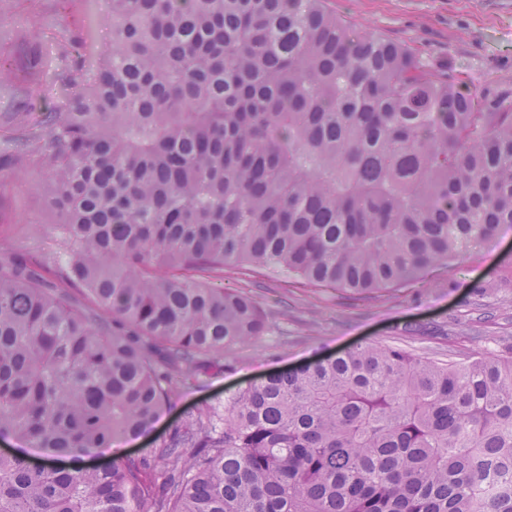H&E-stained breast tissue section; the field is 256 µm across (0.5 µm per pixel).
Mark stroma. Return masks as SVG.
I'll return each instance as SVG.
<instances>
[{"mask_svg":"<svg viewBox=\"0 0 512 512\" xmlns=\"http://www.w3.org/2000/svg\"><path fill=\"white\" fill-rule=\"evenodd\" d=\"M337 15L360 30H378L410 46L438 69L468 83L476 94H512V0H327ZM111 0H6L0 5V45L21 61L39 52L45 78L36 94L0 85V127L12 113L67 110L83 87L62 80L53 44L21 40L31 29L65 26L70 15L86 12L94 29L91 53L97 64L112 55L109 39ZM37 164L0 156V249L17 250L45 233L52 217L32 185ZM512 228L490 242L469 245L460 261L431 267L406 288L374 298L334 288L287 285L240 269L225 272L224 285L254 295L268 314L261 340L225 354L220 368L176 397L142 437L124 453L141 456L180 428L189 412L224 397L272 372L333 355L360 343L404 348L435 360H459L475 352L512 354ZM416 332H407V325Z\"/></svg>","mask_w":512,"mask_h":512,"instance_id":"1","label":"stroma"}]
</instances>
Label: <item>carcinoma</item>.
Listing matches in <instances>:
<instances>
[{
    "label": "carcinoma",
    "mask_w": 512,
    "mask_h": 512,
    "mask_svg": "<svg viewBox=\"0 0 512 512\" xmlns=\"http://www.w3.org/2000/svg\"><path fill=\"white\" fill-rule=\"evenodd\" d=\"M111 30L99 68L85 21L53 36L87 87L4 141L53 220L0 254V438L45 449L0 455V512H512V356L367 343L83 463L267 333L224 271L403 288L512 225V101L326 0H112Z\"/></svg>",
    "instance_id": "obj_1"
}]
</instances>
